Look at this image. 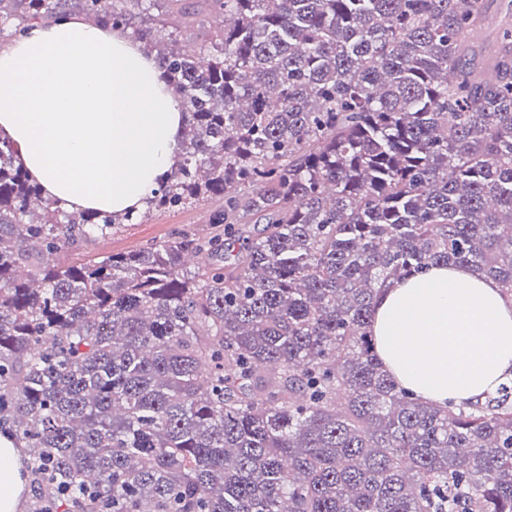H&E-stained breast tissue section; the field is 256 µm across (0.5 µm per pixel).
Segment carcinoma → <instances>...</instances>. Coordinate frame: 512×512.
<instances>
[{"instance_id":"carcinoma-1","label":"carcinoma","mask_w":512,"mask_h":512,"mask_svg":"<svg viewBox=\"0 0 512 512\" xmlns=\"http://www.w3.org/2000/svg\"><path fill=\"white\" fill-rule=\"evenodd\" d=\"M0 0V43L78 10L185 107L143 212H68L0 140V436L29 512H512V381L432 408L382 368L395 276L512 293V24L486 0ZM208 27L199 54L151 30ZM208 231L63 264L153 210ZM265 220L252 233L245 220Z\"/></svg>"}]
</instances>
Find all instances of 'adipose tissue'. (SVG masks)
<instances>
[{"label":"adipose tissue","instance_id":"adipose-tissue-1","mask_svg":"<svg viewBox=\"0 0 512 512\" xmlns=\"http://www.w3.org/2000/svg\"><path fill=\"white\" fill-rule=\"evenodd\" d=\"M181 98L126 33L73 15L0 46V138L63 208L139 211L179 151ZM385 370L456 407L512 379V295L464 265L391 281L372 315ZM21 449L0 438V512H22Z\"/></svg>","mask_w":512,"mask_h":512}]
</instances>
